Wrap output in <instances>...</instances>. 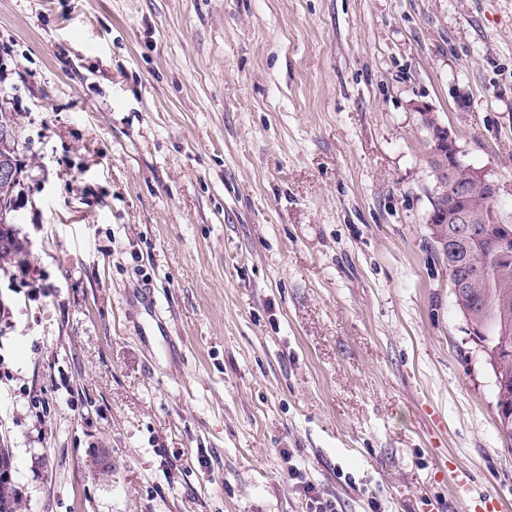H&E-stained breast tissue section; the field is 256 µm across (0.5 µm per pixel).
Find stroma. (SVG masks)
<instances>
[{
	"instance_id": "obj_1",
	"label": "stroma",
	"mask_w": 512,
	"mask_h": 512,
	"mask_svg": "<svg viewBox=\"0 0 512 512\" xmlns=\"http://www.w3.org/2000/svg\"><path fill=\"white\" fill-rule=\"evenodd\" d=\"M421 105L512 216V0H0L26 512H305L286 451L342 512H512ZM12 135L16 141L19 142V136L17 134L14 135L12 132H8L5 130L0 131V166L1 165H15L18 169L20 175L18 180L9 187L0 186V205L2 204L3 200H6L8 203L13 204V194L18 185H20V177L22 174V165L20 162V159L18 158V146L19 144H16L15 147V140L7 139ZM7 139V140H3Z\"/></svg>"
}]
</instances>
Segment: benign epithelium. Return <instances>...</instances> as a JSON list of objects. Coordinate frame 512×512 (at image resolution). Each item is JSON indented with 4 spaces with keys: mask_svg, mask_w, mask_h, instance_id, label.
<instances>
[{
    "mask_svg": "<svg viewBox=\"0 0 512 512\" xmlns=\"http://www.w3.org/2000/svg\"><path fill=\"white\" fill-rule=\"evenodd\" d=\"M422 126L427 131V159L432 162L433 185L429 192L433 203L426 223L432 225V236L440 247L469 244L475 248L487 240L486 230L476 225L470 209L464 206L474 191H484L485 198L496 201L498 184L486 172L463 165L456 139L428 109L419 108ZM89 464L107 475L111 472L109 449L99 448L90 456Z\"/></svg>",
    "mask_w": 512,
    "mask_h": 512,
    "instance_id": "obj_1",
    "label": "benign epithelium"
}]
</instances>
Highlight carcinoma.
I'll return each mask as SVG.
<instances>
[{
	"label": "carcinoma",
	"instance_id": "carcinoma-1",
	"mask_svg": "<svg viewBox=\"0 0 512 512\" xmlns=\"http://www.w3.org/2000/svg\"><path fill=\"white\" fill-rule=\"evenodd\" d=\"M1 165L22 169L15 140L0 139ZM470 207L479 220L491 213L504 218L481 196L471 200ZM441 255L448 259V267L471 276L469 287L454 294V301L463 317L479 329L476 339L489 357L495 377L498 430L512 441V255L499 263L498 269L491 268L482 277H474L472 272L473 266L483 262L485 254L472 250L466 260L451 251H443ZM0 512H22V497L15 483L9 480L0 479Z\"/></svg>",
	"mask_w": 512,
	"mask_h": 512
}]
</instances>
